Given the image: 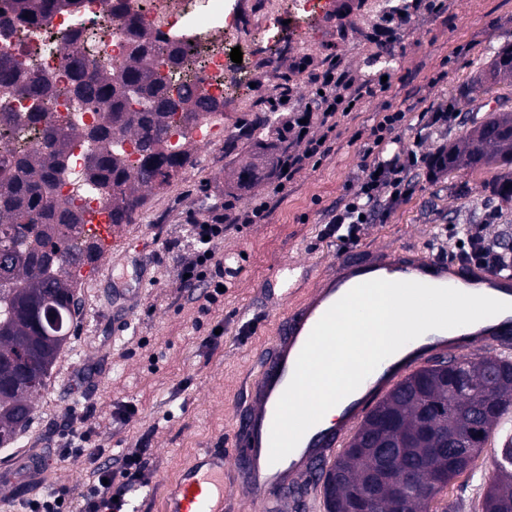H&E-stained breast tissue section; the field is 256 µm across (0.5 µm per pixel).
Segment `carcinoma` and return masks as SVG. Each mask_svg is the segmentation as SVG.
<instances>
[{
  "mask_svg": "<svg viewBox=\"0 0 512 512\" xmlns=\"http://www.w3.org/2000/svg\"><path fill=\"white\" fill-rule=\"evenodd\" d=\"M82 0H11L17 20L40 27L61 11H78ZM134 48L128 59L101 71L72 52L79 29L62 32L54 46L69 50L70 95L98 115L93 127H66L46 118L54 84L0 50V86L31 102L24 115L0 105V139L39 127L23 154L0 153V447L26 426L34 400L64 346L74 334L78 298L74 271L100 256L83 230L84 215L59 198L73 150L87 149L83 180L106 196L111 224H128L140 206V190L166 184L189 154L168 142V117L182 113V138L204 112L224 101L182 83L197 64L191 47H171L166 59L154 47L167 43L123 17ZM512 85V47L496 54L490 78L465 91L468 101L493 97ZM130 140L141 155L134 171L124 163ZM440 168L476 171L512 165V110L499 107L470 120L465 135L441 150ZM512 411V360L498 356L436 361L405 377L365 416L347 448L325 474L326 512H353L359 494L377 488L371 512H429L432 499L464 474L482 452L501 419ZM497 480L483 496L482 512H512V438L500 439Z\"/></svg>",
  "mask_w": 512,
  "mask_h": 512,
  "instance_id": "carcinoma-1",
  "label": "carcinoma"
}]
</instances>
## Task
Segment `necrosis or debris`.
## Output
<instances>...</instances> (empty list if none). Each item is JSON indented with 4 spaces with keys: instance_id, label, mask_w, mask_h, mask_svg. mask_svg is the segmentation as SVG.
Returning <instances> with one entry per match:
<instances>
[{
    "instance_id": "necrosis-or-debris-1",
    "label": "necrosis or debris",
    "mask_w": 512,
    "mask_h": 512,
    "mask_svg": "<svg viewBox=\"0 0 512 512\" xmlns=\"http://www.w3.org/2000/svg\"><path fill=\"white\" fill-rule=\"evenodd\" d=\"M130 12L138 14L144 26L153 32L176 36L198 47L201 59L196 73L201 78L204 93L221 99L241 79V72L229 64L226 42L247 48L253 34H260L269 43H277L279 32L270 21L277 4L275 0H256L253 13L246 18L224 14V0H127ZM0 21L12 24V35L6 43L19 55L25 68L48 76L55 85L69 81L64 50L44 52L43 46L59 32L75 27L91 34L90 44H78V53L89 54L98 64L109 67L122 63L129 53V40L124 25L113 18L102 0H83L77 12H62L49 23L33 29L15 22L10 0H0ZM81 157H74L61 188L62 198L74 201L84 213L105 215L106 198L88 192L81 186L78 175Z\"/></svg>"
}]
</instances>
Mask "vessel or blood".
I'll return each instance as SVG.
<instances>
[{"label": "vessel or blood", "instance_id": "obj_1", "mask_svg": "<svg viewBox=\"0 0 512 512\" xmlns=\"http://www.w3.org/2000/svg\"><path fill=\"white\" fill-rule=\"evenodd\" d=\"M384 271L399 281L451 288L465 283L471 293L512 301V276L507 274L415 252L364 256L353 251L344 255L311 295L277 320L270 346L257 355L255 376L244 404L233 417L225 447L197 453L193 464L165 487L162 512H224V480L228 477L248 495L253 512H291L295 493L321 487L322 472L336 452L346 447L368 408L407 375L436 359L460 358L476 349L494 350L512 341V310L457 328L452 334L426 332L385 359L342 399V418L337 424H315L292 453L270 463L275 408L312 328L353 287L379 278ZM309 276V271L293 266L278 269L270 278L272 296L290 299Z\"/></svg>", "mask_w": 512, "mask_h": 512}]
</instances>
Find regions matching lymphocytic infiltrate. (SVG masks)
<instances>
[{
  "instance_id": "lymphocytic-infiltrate-1",
  "label": "lymphocytic infiltrate",
  "mask_w": 512,
  "mask_h": 512,
  "mask_svg": "<svg viewBox=\"0 0 512 512\" xmlns=\"http://www.w3.org/2000/svg\"><path fill=\"white\" fill-rule=\"evenodd\" d=\"M313 80L317 95L283 116L277 140L270 146L265 174L272 187H285L290 172L301 168L305 160L322 154L339 118L346 111L355 110L364 95L386 88L377 77L356 81L333 58L325 69L314 74ZM405 118L402 110L386 109L371 131V159L362 170L358 190L342 207L331 211L320 229V239L329 241L338 251H346L358 241L364 224L375 221L382 205L397 200L411 170L433 166L434 156L402 148L399 131ZM298 142L305 143L304 152L294 151ZM224 220V215L217 214L210 222L194 225L193 256L181 267L184 287H202V297L211 305L218 301L219 288L224 283V258L216 251L217 242L224 237ZM454 237L458 245L452 250L447 247V235L437 239L439 249L448 250L450 258L481 267L498 264L499 253L487 235L486 225H461ZM82 422V415L69 412L56 440L33 454L31 462L39 467L49 460L58 464L78 462L88 470V480L76 486L53 484L47 492L28 497L25 512H124L128 493L135 486L148 483L150 471L144 453L105 460L104 449L92 447L91 432L84 429Z\"/></svg>"
}]
</instances>
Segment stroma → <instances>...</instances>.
Masks as SVG:
<instances>
[{
    "label": "stroma",
    "instance_id": "obj_1",
    "mask_svg": "<svg viewBox=\"0 0 512 512\" xmlns=\"http://www.w3.org/2000/svg\"><path fill=\"white\" fill-rule=\"evenodd\" d=\"M351 2L355 17L346 27L332 9L302 23L281 7L279 44L253 38L242 59L250 81L224 101L222 142L187 140L188 163L167 185L145 191L132 223L113 228L106 253L79 277L75 333L35 401L23 441L49 437L75 406L86 412V425L102 448L116 455L147 449L151 482L130 494L134 512H159L165 485L200 449L223 445L254 358L286 312L266 305L263 290L272 273L289 263L321 273L332 269L337 252L318 232L329 210L357 189L370 129L383 108L406 112L402 147L437 152L464 135L472 108L458 103L447 130L425 142L419 139V113L453 100L461 84L488 71L495 48L512 45V0H435V11L411 13L384 47L373 41L384 9L376 0ZM330 53L359 79L389 71L390 87L364 97L342 118L321 164L305 162L279 197H271L269 183L259 176L234 197L236 212L263 200L270 211L218 243L219 253L241 255L240 271L223 302L201 311L179 277L192 225L207 220L225 190L236 185L239 160L262 154L260 142L244 137V130L263 123L282 94L294 103L309 100L311 73L301 63L321 62ZM504 173L497 166L442 175L418 171L391 212L364 227L359 248L402 246L437 254L435 236L442 228L484 220L486 208L497 203L492 181ZM218 324L223 336L205 344ZM126 402L136 404L137 414L129 425L113 424V411ZM497 448L489 442L470 470L434 498L430 512H481Z\"/></svg>",
    "mask_w": 512,
    "mask_h": 512
}]
</instances>
